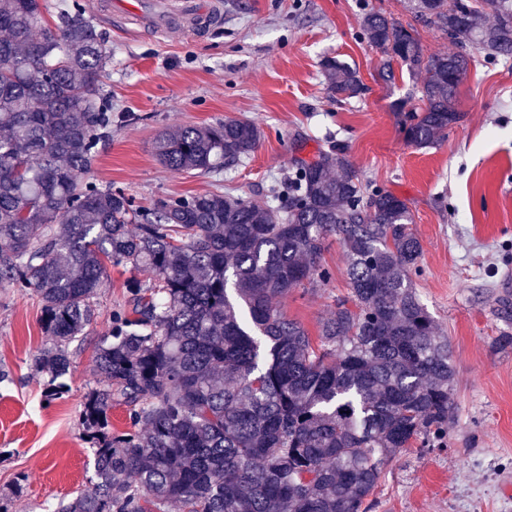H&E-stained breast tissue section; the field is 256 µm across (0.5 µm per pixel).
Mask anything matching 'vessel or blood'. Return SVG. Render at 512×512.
<instances>
[{
	"mask_svg": "<svg viewBox=\"0 0 512 512\" xmlns=\"http://www.w3.org/2000/svg\"><path fill=\"white\" fill-rule=\"evenodd\" d=\"M110 11L156 33L188 27L203 31L223 18L219 0H151L147 5L142 0H115Z\"/></svg>",
	"mask_w": 512,
	"mask_h": 512,
	"instance_id": "b4317fda",
	"label": "vessel or blood"
}]
</instances>
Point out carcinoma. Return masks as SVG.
<instances>
[{
  "instance_id": "obj_1",
  "label": "carcinoma",
  "mask_w": 512,
  "mask_h": 512,
  "mask_svg": "<svg viewBox=\"0 0 512 512\" xmlns=\"http://www.w3.org/2000/svg\"><path fill=\"white\" fill-rule=\"evenodd\" d=\"M409 9L458 50L426 56L413 22L380 11L361 28L384 76L397 65L420 78L421 106L395 108L405 139L427 147L462 118L466 47L512 59V0ZM111 59L79 0L54 28L41 0H0V281L42 305L52 344L34 365L48 375L47 401L67 390L70 346L94 321L107 267L153 276L129 284L132 310L112 314L96 350L82 409L92 487L54 512H163L171 501L185 512H367L397 452L442 444L455 416L448 340L412 280L421 243L407 203L362 184L338 148L298 162L267 205L205 192L141 209L89 177L112 132ZM321 67L332 97L362 93L348 64ZM259 142L253 122L226 119L165 133L159 156L209 172ZM333 238L350 293L313 337L282 303L329 278L320 259ZM117 406L126 431L109 424Z\"/></svg>"
}]
</instances>
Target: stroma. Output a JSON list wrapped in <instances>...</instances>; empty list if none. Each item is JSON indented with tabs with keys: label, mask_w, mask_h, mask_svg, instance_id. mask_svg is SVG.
I'll use <instances>...</instances> for the list:
<instances>
[{
	"label": "stroma",
	"mask_w": 512,
	"mask_h": 512,
	"mask_svg": "<svg viewBox=\"0 0 512 512\" xmlns=\"http://www.w3.org/2000/svg\"><path fill=\"white\" fill-rule=\"evenodd\" d=\"M112 50L104 90L112 133L99 147L94 181L148 208L158 199L234 189L265 201L269 186L297 162L342 145L359 179L405 200L422 254L413 282L447 338L456 370V416L448 445L401 451L383 471L368 512H512V60L471 52L457 89L462 121L435 145L406 141L394 104L411 92L407 73L383 81V55L363 35L369 10L411 19L404 0H222L220 24L202 34H155L108 19L82 0ZM356 67L365 86L332 100L320 63ZM248 119L258 148L217 173L177 172L158 155L164 132ZM321 263L330 278L291 291L289 318L317 331L349 293L346 260L330 243ZM145 270L112 266L93 299L95 319L70 347L68 391L46 401L47 377L33 359L49 346L41 306L0 283V507L54 512L90 485L93 447L81 422L95 377L96 346L113 312L127 308L130 280ZM22 493H15L16 483Z\"/></svg>",
	"instance_id": "35a3bbf8"
}]
</instances>
